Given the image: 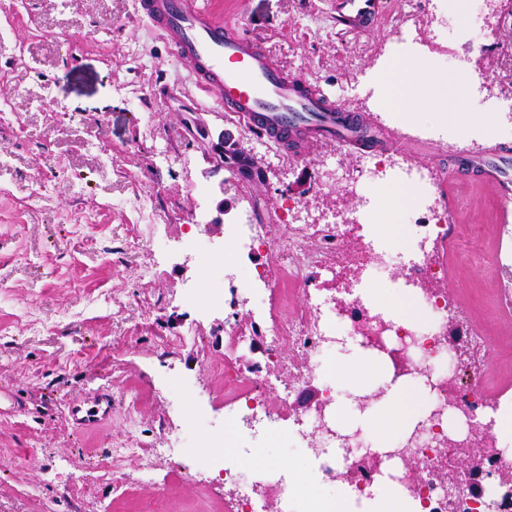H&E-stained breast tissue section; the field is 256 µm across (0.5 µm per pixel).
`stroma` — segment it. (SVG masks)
<instances>
[{"label": "stroma", "mask_w": 512, "mask_h": 512, "mask_svg": "<svg viewBox=\"0 0 512 512\" xmlns=\"http://www.w3.org/2000/svg\"><path fill=\"white\" fill-rule=\"evenodd\" d=\"M232 31L258 39L281 69L320 85L351 115H368L393 143L377 151L400 167L446 173L436 191L453 206L469 250L437 241L433 262L444 265L436 288L460 332L484 348L498 388L512 393V313L496 304L512 290L493 262L512 260V202L476 184L457 159L496 145L512 147V113L488 94L499 83L512 20L493 25L486 45L471 31L444 28V17L468 18L476 0H386L373 28L351 31L336 22V0H205ZM412 32L431 73L476 70L461 90L486 123L437 135L404 126L382 108L378 73L394 67L399 33ZM373 97L354 98V81ZM220 91H200L187 67L139 12V0H0V512H149L164 496L167 512H236L237 487L189 455L192 438L230 428L247 392L238 378H268L266 406L280 419L260 443L262 463L279 471L298 460L284 432H297L295 399L284 396L302 360L268 354L257 326L273 312L283 320L310 317L336 264L320 242L308 285L284 295L262 291L248 302L205 305L194 299L204 261L224 236L214 219L233 222L244 210L269 238L283 225L309 224L335 213V188L316 172L331 161L359 165L365 150L322 140L282 151L258 148L230 120ZM233 138L263 167L247 180L220 168L214 144ZM360 224L402 225L412 211L375 207L393 197L390 183L361 180ZM155 214L139 221L141 208ZM287 257L259 249L241 253L238 279L263 272L278 282ZM236 324L252 346L230 350L225 327ZM112 396L103 425L76 430L73 400L100 389ZM143 442L158 455L140 459Z\"/></svg>", "instance_id": "stroma-1"}]
</instances>
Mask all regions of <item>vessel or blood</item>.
<instances>
[{
  "label": "vessel or blood",
  "instance_id": "obj_1",
  "mask_svg": "<svg viewBox=\"0 0 512 512\" xmlns=\"http://www.w3.org/2000/svg\"><path fill=\"white\" fill-rule=\"evenodd\" d=\"M140 10L187 62L199 89L220 88L237 123L275 146L326 139L355 148L384 146L369 118L336 111L319 86L283 73L249 38L225 34L223 23L195 0H140ZM382 12L383 0H338V21L351 30L374 26ZM511 157L493 148L487 158L466 156L462 163L476 169L481 182L494 187L500 199L508 200L512 179L504 164ZM71 416L76 429L96 427L111 418L112 397L101 391L91 407L74 403Z\"/></svg>",
  "mask_w": 512,
  "mask_h": 512
}]
</instances>
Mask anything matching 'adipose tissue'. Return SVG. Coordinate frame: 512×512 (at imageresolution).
I'll return each mask as SVG.
<instances>
[{
  "label": "adipose tissue",
  "mask_w": 512,
  "mask_h": 512,
  "mask_svg": "<svg viewBox=\"0 0 512 512\" xmlns=\"http://www.w3.org/2000/svg\"><path fill=\"white\" fill-rule=\"evenodd\" d=\"M400 69V82L391 96L399 102L403 124L433 122L459 129L481 122L480 113L461 93L456 79L431 78L415 59L403 61ZM358 293L373 312L400 325L416 328L428 322V306L420 292L411 289L399 297L389 286L365 281ZM332 375L338 388L335 401L326 410L332 428L342 434L359 429L374 435L373 450L379 454L391 450L393 443L404 441L433 401L423 377L396 375L387 354L353 342L337 352ZM381 470L362 494L341 479L332 496L322 494L298 475L291 483L308 490L312 506L320 512H420L418 503L396 480L400 461L383 462Z\"/></svg>",
  "instance_id": "obj_1"
}]
</instances>
